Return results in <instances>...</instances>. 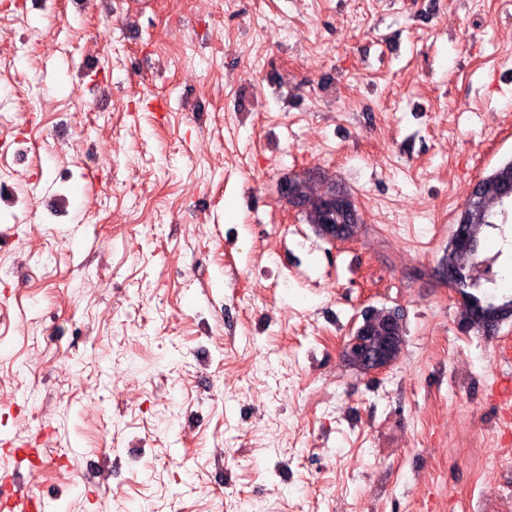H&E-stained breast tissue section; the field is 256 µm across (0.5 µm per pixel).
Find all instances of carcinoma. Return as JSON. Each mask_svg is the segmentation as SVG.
Wrapping results in <instances>:
<instances>
[{
    "mask_svg": "<svg viewBox=\"0 0 512 512\" xmlns=\"http://www.w3.org/2000/svg\"><path fill=\"white\" fill-rule=\"evenodd\" d=\"M310 182L308 173H295L283 179V185L288 187L287 203L304 213L311 224H334L349 236L355 234L361 218L350 197L334 188L314 195ZM511 217L512 160L502 163L475 184L456 217L454 227H462L475 238V249L461 253L448 248V286L459 288L465 295L461 327L476 329L486 336L497 334L501 318L499 306L512 304V292H499L497 279L483 270L486 261L483 234L492 231L504 235ZM356 335L364 337L362 351H376L386 345L389 337L403 336L400 316L390 310L370 309L362 315Z\"/></svg>",
    "mask_w": 512,
    "mask_h": 512,
    "instance_id": "obj_1",
    "label": "carcinoma"
}]
</instances>
